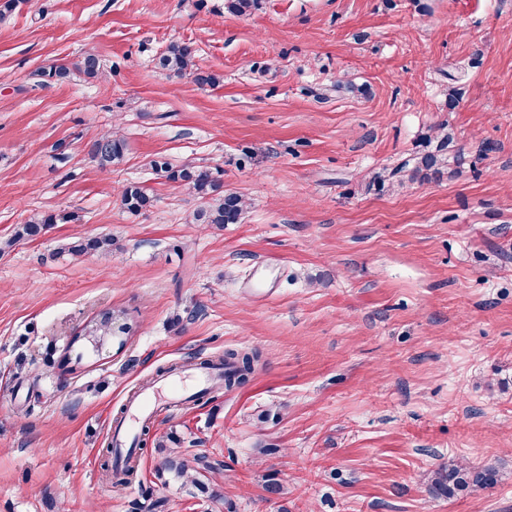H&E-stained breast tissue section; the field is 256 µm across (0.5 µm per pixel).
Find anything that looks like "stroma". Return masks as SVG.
Segmentation results:
<instances>
[{"label":"stroma","mask_w":512,"mask_h":512,"mask_svg":"<svg viewBox=\"0 0 512 512\" xmlns=\"http://www.w3.org/2000/svg\"><path fill=\"white\" fill-rule=\"evenodd\" d=\"M173 43L218 84L161 70ZM86 51L101 77L42 78ZM442 126L439 175L368 189ZM109 132L126 151L102 169ZM160 156L209 169L240 221L195 223L206 198ZM129 183L152 207L123 208ZM62 211L78 222L15 240ZM74 236L114 251L64 253ZM112 309L132 330L93 351L83 328ZM251 347V381L160 412L111 488L99 452L160 368ZM171 437L235 512H512V0H26L0 19V512H224L162 473ZM451 459L506 475L435 497ZM125 148L124 138L111 132L95 140L89 152L99 167L107 168L123 158Z\"/></svg>","instance_id":"35a3bbf8"}]
</instances>
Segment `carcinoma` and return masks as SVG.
Segmentation results:
<instances>
[{
	"label": "carcinoma",
	"mask_w": 512,
	"mask_h": 512,
	"mask_svg": "<svg viewBox=\"0 0 512 512\" xmlns=\"http://www.w3.org/2000/svg\"><path fill=\"white\" fill-rule=\"evenodd\" d=\"M158 65L160 68L175 74H194L196 80L202 84L214 85L219 82V78L214 74L198 73L194 52L190 46L185 44L170 45L159 58ZM73 70L88 78H96L101 74L102 66L95 53L87 52L70 65L63 63L50 67L49 70L43 72V75L51 79L63 80ZM451 140V133H444L438 140L435 150L426 151L415 158V164L409 170V173H404L402 167L395 171L377 172L371 178L368 187L380 190L395 185L402 186L407 181L427 177L430 171L438 172V165L442 161L440 152L448 147ZM125 148L124 138L111 132L92 143L90 155L99 167L106 168L123 158ZM154 168L156 172L165 174L171 180H180L191 184L193 189L203 196H207L214 191V180L211 173L206 169L195 166H184L175 169L163 158L154 161ZM121 200L125 208L132 212H139L152 205V197L146 189L136 184L123 187ZM242 212L243 202L240 196L234 193H226L208 202L207 207L198 211L194 219L198 224H215L217 226L236 224L240 220ZM74 220H76V215L73 213H47L21 225L16 232V238L33 240L44 234L53 224H65ZM67 252L73 255L90 253L110 255L112 254V238H79L68 245ZM261 358L262 352L258 348L224 350V355L220 356V363L224 365V372L220 376L224 390L230 391L247 385ZM112 454H114V448L110 446L106 448L103 454L101 469L106 476L110 478L114 475L118 477L130 473L129 465L126 464L121 467L118 463L112 462ZM201 467L211 469L213 465L206 462L202 457L186 458L173 449L166 455L163 464V469L174 478H189L193 487L200 493L207 494L217 501L222 500L220 494L209 490L198 478L192 476V473L198 471ZM500 476L501 468L497 464L473 465L459 460H450L448 464L433 472L430 488L437 496L450 497L461 492L492 488L498 483ZM224 508L226 512H233L234 504L226 500L224 501Z\"/></svg>",
	"instance_id": "cac0c4a2"
}]
</instances>
